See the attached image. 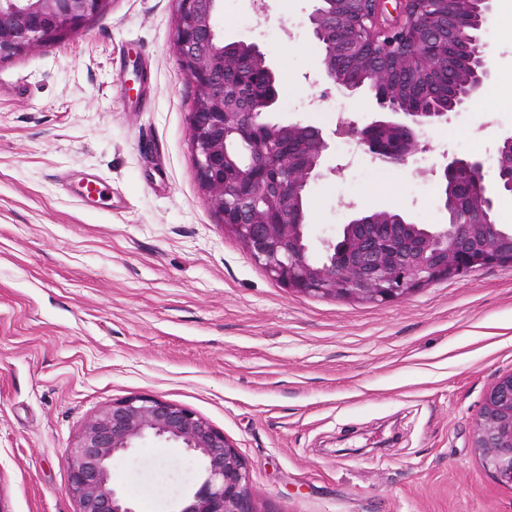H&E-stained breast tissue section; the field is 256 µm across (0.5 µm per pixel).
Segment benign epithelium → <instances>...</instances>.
I'll return each mask as SVG.
<instances>
[{"mask_svg": "<svg viewBox=\"0 0 512 512\" xmlns=\"http://www.w3.org/2000/svg\"><path fill=\"white\" fill-rule=\"evenodd\" d=\"M177 2L174 54L194 91L189 136L200 188L224 228L273 279L306 295L386 304L440 280L512 266V233L499 230L493 219L494 197L512 194V134L502 140L491 186L485 183L481 160L448 156L441 175L448 223L421 229L403 218L389 220L385 210L372 211L367 219L356 211L337 236L322 240L326 261L311 260L303 195L323 171H344L326 165L329 136L317 126L269 121L267 111L276 100L263 103L230 81L229 75L245 65L264 74L272 69L265 52L243 41L236 43V63H228L217 31L220 0ZM361 2L353 28L372 59L367 89L377 109L396 119L363 127L340 123L336 135L356 140L374 161L406 166L430 151L419 132L465 109L491 81L480 36L467 29H483L492 0H455L465 19L457 49L470 57V65L463 72H448L443 106L432 101L429 89H421L419 98L426 103L421 112L394 97V69L377 53L388 32L380 21L387 0ZM417 2L395 0L393 11L412 45L413 68L429 70L439 59V23L433 19L420 29L411 26ZM109 6L110 0H0V61L72 36ZM309 24L319 41L328 31L329 50L322 59L327 82L343 93L357 92L362 84L336 78V34H345L336 31V13L327 16L315 9ZM471 184V209L462 214L452 190ZM148 438L178 442L200 463L203 480L179 512H254L246 463L224 433L189 408L151 395L115 401L84 425L67 457L76 512H136L113 488L111 467L116 456ZM473 445L498 482L512 485V372L500 375L484 392Z\"/></svg>", "mask_w": 512, "mask_h": 512, "instance_id": "obj_1", "label": "benign epithelium"}]
</instances>
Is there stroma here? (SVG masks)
Returning a JSON list of instances; mask_svg holds the SVG:
<instances>
[{"mask_svg": "<svg viewBox=\"0 0 512 512\" xmlns=\"http://www.w3.org/2000/svg\"><path fill=\"white\" fill-rule=\"evenodd\" d=\"M222 0L225 42L267 52V118L332 134L372 119L367 91L322 79L314 0ZM176 0H112L70 38L0 62V512H76L66 458L112 402L185 406L237 448L255 512H512L472 446L485 390L512 371V267L361 304L273 280L208 207L189 141L193 89L174 55ZM512 0L483 40L512 80ZM512 100L484 95L424 128L388 169L334 138L309 183L313 252L353 211L444 224L446 154L494 181ZM99 179L103 197L80 194ZM497 332V341L487 340ZM200 479L182 445L147 439L112 463L135 512H175Z\"/></svg>", "mask_w": 512, "mask_h": 512, "instance_id": "1", "label": "stroma"}]
</instances>
